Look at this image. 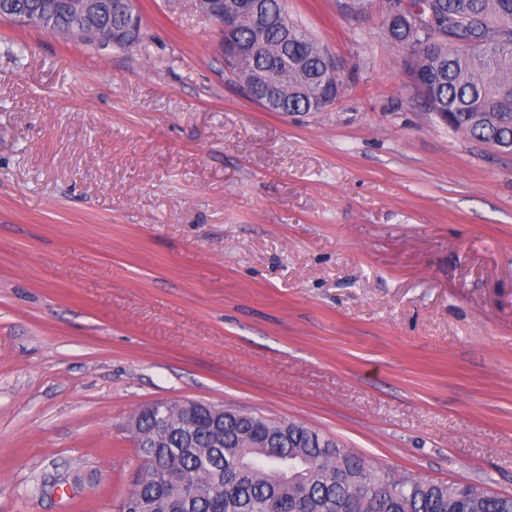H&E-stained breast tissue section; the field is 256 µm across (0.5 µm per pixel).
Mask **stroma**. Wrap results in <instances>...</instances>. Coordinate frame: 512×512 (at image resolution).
<instances>
[{
    "label": "stroma",
    "mask_w": 512,
    "mask_h": 512,
    "mask_svg": "<svg viewBox=\"0 0 512 512\" xmlns=\"http://www.w3.org/2000/svg\"><path fill=\"white\" fill-rule=\"evenodd\" d=\"M196 3L138 0L141 50L0 21V512H113L182 399L512 495V154L428 112L385 0H286L345 84L294 114Z\"/></svg>",
    "instance_id": "35a3bbf8"
}]
</instances>
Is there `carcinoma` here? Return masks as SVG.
Listing matches in <instances>:
<instances>
[{"label":"carcinoma","mask_w":512,"mask_h":512,"mask_svg":"<svg viewBox=\"0 0 512 512\" xmlns=\"http://www.w3.org/2000/svg\"><path fill=\"white\" fill-rule=\"evenodd\" d=\"M265 21L239 25L246 97L269 98L274 112H323L343 82L327 67L328 48L306 33L283 0H249ZM392 16L391 41L407 51V66L428 111L478 143L512 153V0H410ZM125 25L118 9L101 18L106 34ZM50 34L81 38L73 21ZM288 59L283 65L282 59ZM166 448H152V479L125 495L116 512H512V495L477 483H436L376 468L361 456L295 421L238 411L224 415V447L207 444L209 416L199 419L198 444L183 448L178 421H169Z\"/></svg>","instance_id":"cac0c4a2"}]
</instances>
